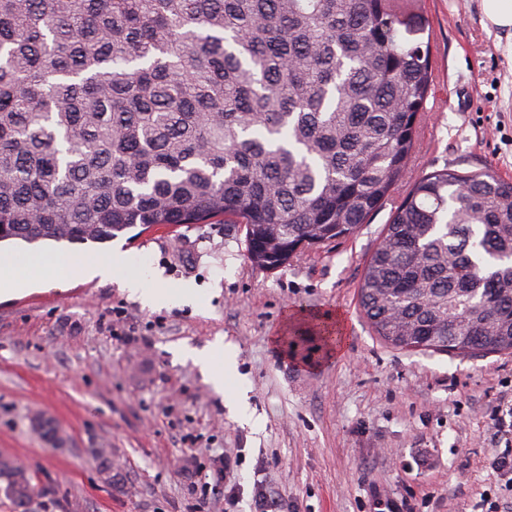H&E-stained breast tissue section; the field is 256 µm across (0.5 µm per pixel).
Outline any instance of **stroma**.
<instances>
[{"label":"stroma","mask_w":512,"mask_h":512,"mask_svg":"<svg viewBox=\"0 0 512 512\" xmlns=\"http://www.w3.org/2000/svg\"><path fill=\"white\" fill-rule=\"evenodd\" d=\"M422 8L432 85L414 152L353 235L276 270L249 260L240 224L118 236L130 270L195 282V307L152 311L79 276L0 295V454L44 488L31 512H249L257 484L299 512H485L486 491L512 501L490 467L505 447L493 416L512 406V354L397 349L359 304L366 263L416 179L448 168L512 180V30L487 25L482 0ZM219 338L238 354L220 392L183 355ZM242 387L248 425L226 404ZM98 448L112 453L113 482ZM219 454L234 461L224 483L238 505L196 487Z\"/></svg>","instance_id":"1"}]
</instances>
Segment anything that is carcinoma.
Wrapping results in <instances>:
<instances>
[{
	"label": "carcinoma",
	"instance_id": "obj_1",
	"mask_svg": "<svg viewBox=\"0 0 512 512\" xmlns=\"http://www.w3.org/2000/svg\"><path fill=\"white\" fill-rule=\"evenodd\" d=\"M397 0H0V242L246 229L249 259L354 234L411 159L429 48ZM395 348L512 353V181L416 180L366 264ZM27 512L44 489L0 456Z\"/></svg>",
	"mask_w": 512,
	"mask_h": 512
}]
</instances>
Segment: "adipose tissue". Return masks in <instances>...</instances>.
I'll return each mask as SVG.
<instances>
[{
  "label": "adipose tissue",
  "instance_id": "obj_1",
  "mask_svg": "<svg viewBox=\"0 0 512 512\" xmlns=\"http://www.w3.org/2000/svg\"><path fill=\"white\" fill-rule=\"evenodd\" d=\"M86 273L116 282L129 296L152 309L192 304L198 298L193 284L169 288L156 278L129 272L125 252L117 248L111 254L90 260L58 257L50 262L38 255L21 263L0 255V294L41 287L52 276L74 277ZM191 356L216 389H223L225 381L237 373V353L222 342H215L209 349L192 351Z\"/></svg>",
  "mask_w": 512,
  "mask_h": 512
}]
</instances>
